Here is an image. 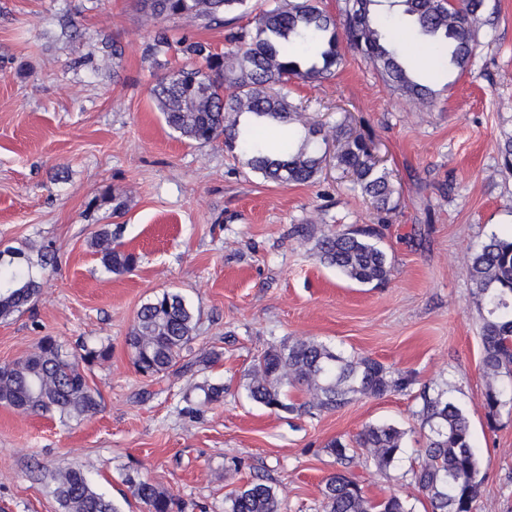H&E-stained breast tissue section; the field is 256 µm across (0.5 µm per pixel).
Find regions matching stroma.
Masks as SVG:
<instances>
[{"label":"stroma","mask_w":512,"mask_h":512,"mask_svg":"<svg viewBox=\"0 0 512 512\" xmlns=\"http://www.w3.org/2000/svg\"><path fill=\"white\" fill-rule=\"evenodd\" d=\"M272 5L251 0L250 14L207 26L151 19L141 0H0V250L50 259L35 304L0 320V366L46 336L109 350L87 371L95 415L63 424L0 405V512H62L51 473L64 467L90 468L120 512H149L130 475L169 492L173 512H224L225 497L257 477L282 512H323L325 482L340 470L328 443H354L380 422L406 432L398 469L359 458L349 476L371 499L396 492L430 512L402 478L425 445V387L447 388L470 421L481 456L474 512H512V404L488 414L467 270L491 234L512 230V170L499 151L512 134V0H486L473 65L439 76L433 106L414 107L349 51L335 77L288 84L321 123L343 120L375 141L396 190L387 214L335 166L315 183L278 185L223 140H181L156 110L152 88L187 62L182 38L225 51L229 32ZM160 31L171 47L150 54ZM310 222L377 227L389 281L363 286L323 265L297 233ZM102 227L136 255L130 272L101 266L91 236ZM164 291L190 301L197 338L178 365L146 377L127 336ZM288 337L372 357L415 383L314 418L266 409L247 398L245 376ZM206 379L223 384V400L201 404L195 385Z\"/></svg>","instance_id":"stroma-1"}]
</instances>
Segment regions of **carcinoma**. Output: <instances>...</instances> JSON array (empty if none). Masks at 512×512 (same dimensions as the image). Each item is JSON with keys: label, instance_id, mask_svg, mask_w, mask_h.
<instances>
[{"label": "carcinoma", "instance_id": "obj_1", "mask_svg": "<svg viewBox=\"0 0 512 512\" xmlns=\"http://www.w3.org/2000/svg\"><path fill=\"white\" fill-rule=\"evenodd\" d=\"M154 19L186 17L206 25L224 23V16L243 12L248 0H146ZM407 18L420 40L418 53L434 51L448 63V72L470 70L476 37L485 22V0H344L343 20L320 6V0H276L256 19L255 31L233 36L243 51L217 53L201 41L184 42L181 52L204 61L202 68L171 70L153 88L152 98L167 126L190 143L208 144L220 137L238 151L245 165L263 179L308 184L317 179L330 143H336V165L354 175V186L379 212L395 209L391 172L373 159L372 143L353 136L344 123L326 133L309 117L306 107L273 91L296 79L332 78L343 54L337 25L348 48L375 68L401 96L426 107L437 96L424 79L430 70L403 52L399 28H387L381 7ZM253 115L265 122L298 128V141L274 153L240 128V118ZM303 237L316 238L320 261L359 284L381 285L392 265L381 246L380 230L356 227L320 231L301 227ZM105 271L121 274L136 265L112 232L102 228L92 238ZM35 262L23 249L0 257V318L6 319L34 301L42 282L33 274ZM475 294L484 310L481 325V368L487 378L512 377V235L493 234L468 260ZM195 313L178 293L164 291L141 305L128 337L137 371L155 376L174 367L192 351L196 340ZM108 348L82 346L68 351L50 336L25 359L0 366V405L34 415L51 414L62 422L94 415L98 395L87 382L86 369L105 358ZM413 379L391 371L368 356L346 355L314 338L283 339L261 353L246 375L248 399L271 410L315 417L337 411L356 397H381L410 388ZM202 403L224 398V385L197 386ZM417 412L425 432L417 466L410 479L424 491L432 512H473L480 484V458L473 446L469 421L462 408L442 389L421 393ZM512 403L504 389L485 394L488 415ZM405 431L388 423L370 424L352 448L339 439L328 444L342 470L325 484L323 512H414L408 500L391 494L368 498L347 475L362 455L378 471L398 466ZM52 479L63 512H119L117 505L92 484L81 468L57 470ZM134 495L149 512H172L169 493L145 479L128 477ZM224 512H280L276 489L250 480L224 502Z\"/></svg>", "mask_w": 512, "mask_h": 512}]
</instances>
